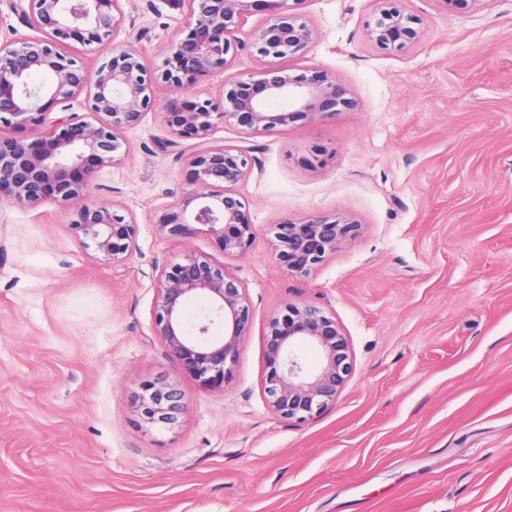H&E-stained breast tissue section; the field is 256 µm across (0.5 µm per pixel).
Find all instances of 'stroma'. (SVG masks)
<instances>
[{
	"instance_id": "stroma-1",
	"label": "stroma",
	"mask_w": 512,
	"mask_h": 512,
	"mask_svg": "<svg viewBox=\"0 0 512 512\" xmlns=\"http://www.w3.org/2000/svg\"><path fill=\"white\" fill-rule=\"evenodd\" d=\"M418 20L399 51L367 38L376 0H304L317 40L286 60L342 81L355 110L264 134L217 122L212 145L250 147L237 191L255 226L244 256L206 226L159 233L188 188L159 110L127 131L88 204L134 215L124 262L96 258L64 206L0 202V512H512V0H401ZM115 42L161 66L179 0H120ZM252 13L201 97L260 78ZM314 214L355 237L289 273L272 227ZM202 257L245 286L251 329L224 384L172 367L154 331L159 264ZM314 302L346 333L354 371L305 422L268 409L269 320ZM184 394L176 424L147 423L146 384Z\"/></svg>"
}]
</instances>
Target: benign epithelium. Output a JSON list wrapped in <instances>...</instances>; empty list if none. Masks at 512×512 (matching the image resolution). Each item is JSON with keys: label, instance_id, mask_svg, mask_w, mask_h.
Returning a JSON list of instances; mask_svg holds the SVG:
<instances>
[{"label": "benign epithelium", "instance_id": "obj_1", "mask_svg": "<svg viewBox=\"0 0 512 512\" xmlns=\"http://www.w3.org/2000/svg\"><path fill=\"white\" fill-rule=\"evenodd\" d=\"M188 19L162 67L152 70L133 51L110 42L123 17L119 0H29L23 22L44 34L36 42L19 38L0 44V128L28 127L30 138L0 136V200L35 207L60 197L69 225L89 240L103 261L121 262L135 248L137 222L114 209L82 203L97 169L120 164L126 154L123 133L141 124L156 106L154 89L175 91L163 117L178 137L196 139L185 157L192 188L155 216L160 231L187 237L205 225L227 255H244L255 236L254 225L236 186L252 171L245 146H213L209 132L220 119H234L253 134H262L301 119L333 118L355 107L348 87L323 71L291 76L268 67L259 80L238 79L224 85L219 98L191 92L196 79L225 69L238 46V30L254 11L269 15L252 47L263 62L307 53L317 34L295 7L302 0H180ZM378 0L369 37L382 50H401L418 37L417 19ZM112 45L108 61L96 71L67 51L69 41ZM47 80L34 85L35 73ZM86 94L94 121L71 113L45 123L46 110L61 99ZM279 257L294 273L307 274L325 263L355 231V224L327 215L303 222L273 225ZM155 336L168 362L203 385L224 383L237 362L239 346L250 331L246 288L225 269L196 256L157 268ZM206 303L203 314L188 324L187 304ZM224 334H213V326ZM262 379L270 411L303 422L336 402L353 373V357L336 318L314 303L289 308L284 319L270 321ZM320 355L319 366L306 367L299 345ZM139 408L150 424H174L183 410V395L163 382L146 386Z\"/></svg>", "mask_w": 512, "mask_h": 512}]
</instances>
